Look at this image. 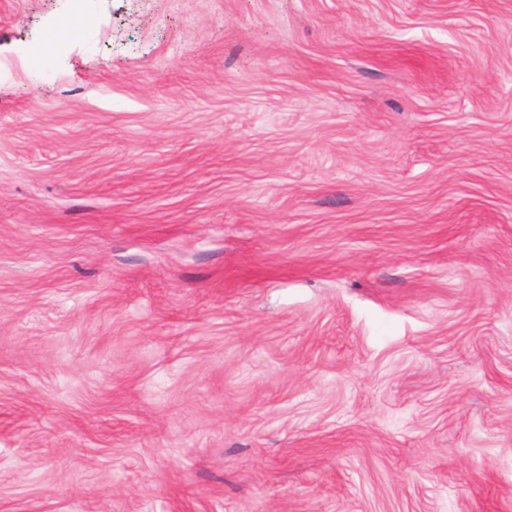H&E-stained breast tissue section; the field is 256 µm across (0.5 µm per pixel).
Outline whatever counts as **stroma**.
Returning <instances> with one entry per match:
<instances>
[{"instance_id":"1","label":"stroma","mask_w":512,"mask_h":512,"mask_svg":"<svg viewBox=\"0 0 512 512\" xmlns=\"http://www.w3.org/2000/svg\"><path fill=\"white\" fill-rule=\"evenodd\" d=\"M0 512H512V0H0Z\"/></svg>"}]
</instances>
